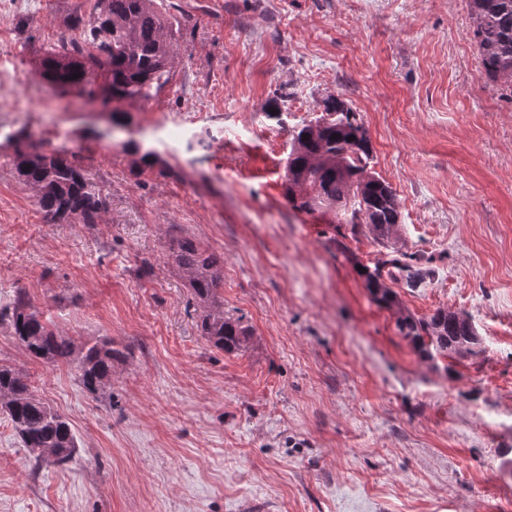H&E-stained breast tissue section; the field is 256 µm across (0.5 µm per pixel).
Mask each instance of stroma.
Wrapping results in <instances>:
<instances>
[{
  "label": "stroma",
  "mask_w": 512,
  "mask_h": 512,
  "mask_svg": "<svg viewBox=\"0 0 512 512\" xmlns=\"http://www.w3.org/2000/svg\"><path fill=\"white\" fill-rule=\"evenodd\" d=\"M92 5L0 13V308L25 291L57 335L125 358L94 397L0 323V362L78 443L33 465L0 414V512H512V98L467 0H167L173 77L123 126L33 69ZM330 98L397 196V249L431 271L395 282L402 306L468 315L473 355L423 360L357 274L386 249L289 205L292 137ZM20 130L77 148L97 223L45 220L12 165ZM183 236L224 260L239 351L200 332Z\"/></svg>",
  "instance_id": "35a3bbf8"
}]
</instances>
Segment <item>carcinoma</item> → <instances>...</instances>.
I'll use <instances>...</instances> for the list:
<instances>
[{"label":"carcinoma","mask_w":512,"mask_h":512,"mask_svg":"<svg viewBox=\"0 0 512 512\" xmlns=\"http://www.w3.org/2000/svg\"><path fill=\"white\" fill-rule=\"evenodd\" d=\"M467 3L485 76L512 95V0ZM179 26L157 0H94L89 16L75 22L79 36L59 50H49L36 62V72L64 91L76 89L92 101L112 105V121L119 124L124 103L148 101L170 81ZM75 73L80 77L72 78ZM12 139L14 169L34 189L39 209L50 223H98L106 197L76 155L43 151L21 132ZM370 156L369 140L355 114L336 99L326 101L324 113L293 135L286 165L288 199L305 213L332 212L352 234L364 233L391 250L399 202L385 181L369 173ZM172 257L188 273L200 309L201 335L226 353L240 350L251 330L241 319L225 315L224 303L218 299L224 261L187 237L176 240ZM385 265L409 284L430 274L395 255ZM361 277L371 301L397 311L398 332L421 358L434 361L474 353L476 329L465 315L439 309L419 318L402 307L390 286L396 279L391 271L368 267ZM4 321L29 356L74 365L91 395L106 388L112 367L124 357L110 340L75 349L70 340L53 332L22 292L12 306L0 310V322ZM0 412L36 462L49 454L65 463L76 453L77 441L68 422L36 397L21 372L6 364H0Z\"/></svg>","instance_id":"obj_1"}]
</instances>
